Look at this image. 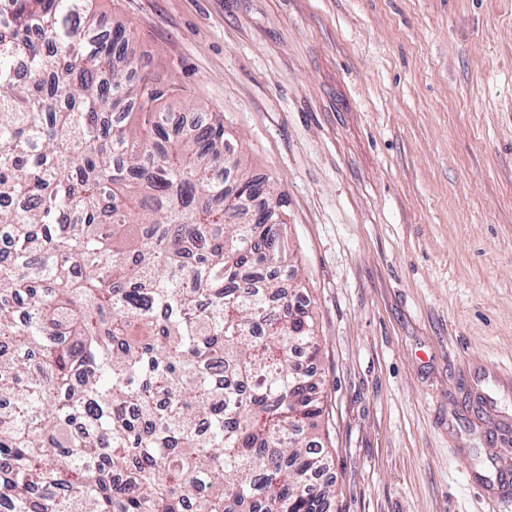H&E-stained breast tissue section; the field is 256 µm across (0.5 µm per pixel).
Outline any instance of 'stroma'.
<instances>
[{"mask_svg":"<svg viewBox=\"0 0 512 512\" xmlns=\"http://www.w3.org/2000/svg\"><path fill=\"white\" fill-rule=\"evenodd\" d=\"M284 201L329 512H512V0H99Z\"/></svg>","mask_w":512,"mask_h":512,"instance_id":"35a3bbf8","label":"stroma"}]
</instances>
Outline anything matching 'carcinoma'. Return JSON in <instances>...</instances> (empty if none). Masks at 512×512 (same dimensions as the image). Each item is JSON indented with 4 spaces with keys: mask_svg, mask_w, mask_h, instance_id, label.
Listing matches in <instances>:
<instances>
[{
    "mask_svg": "<svg viewBox=\"0 0 512 512\" xmlns=\"http://www.w3.org/2000/svg\"><path fill=\"white\" fill-rule=\"evenodd\" d=\"M94 0H0V507L327 512L281 196Z\"/></svg>",
    "mask_w": 512,
    "mask_h": 512,
    "instance_id": "cac0c4a2",
    "label": "carcinoma"
}]
</instances>
